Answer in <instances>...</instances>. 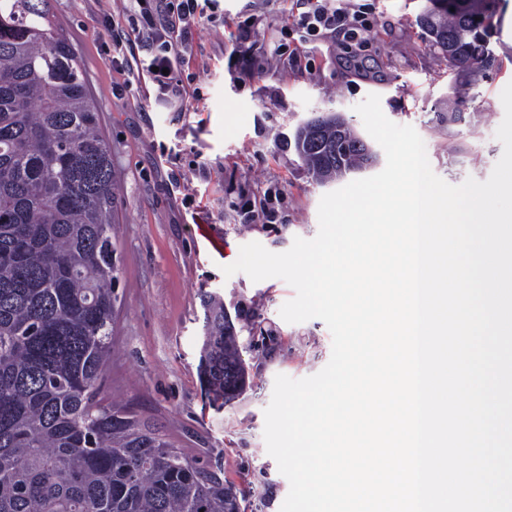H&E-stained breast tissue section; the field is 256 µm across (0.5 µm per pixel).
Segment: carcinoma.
<instances>
[{
  "instance_id": "cac0c4a2",
  "label": "carcinoma",
  "mask_w": 512,
  "mask_h": 512,
  "mask_svg": "<svg viewBox=\"0 0 512 512\" xmlns=\"http://www.w3.org/2000/svg\"><path fill=\"white\" fill-rule=\"evenodd\" d=\"M426 0L416 24L466 86L495 53L479 0ZM328 182L368 168L340 116L298 127ZM116 187L84 71L48 0H0V512H241L231 486L98 399L112 351ZM202 365L224 402L247 370L224 302H205Z\"/></svg>"
}]
</instances>
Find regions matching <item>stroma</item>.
<instances>
[{
	"label": "stroma",
	"mask_w": 512,
	"mask_h": 512,
	"mask_svg": "<svg viewBox=\"0 0 512 512\" xmlns=\"http://www.w3.org/2000/svg\"><path fill=\"white\" fill-rule=\"evenodd\" d=\"M365 2L379 33L362 51L349 53L329 36L308 45L297 64L284 56L253 60V77L243 80L231 55L238 25L252 20L266 44H296L298 33L286 28L290 0H201L204 18L181 73L196 95L176 111L148 78L114 60L103 19L124 22L128 0H48L96 99L118 185L117 300L99 396L230 483L242 512H280L289 491L263 437L275 376L314 375L332 349L322 320L281 318L295 295L285 281L222 271L246 243L280 253L295 237L314 238L321 197L346 185L343 177L326 184L311 178L295 149L296 128L338 112L363 130L354 107L374 93L388 119L416 129L433 172L450 184L486 180L503 151L496 130L504 117L500 95L512 82V0H502L492 39L501 67L463 94L415 23L425 0ZM462 96L463 120L445 121ZM268 191L275 221L246 219L249 204ZM202 224L222 254L204 252ZM209 293L234 321L249 372V387L228 404L209 394L201 374L202 299Z\"/></svg>",
	"instance_id": "obj_1"
}]
</instances>
